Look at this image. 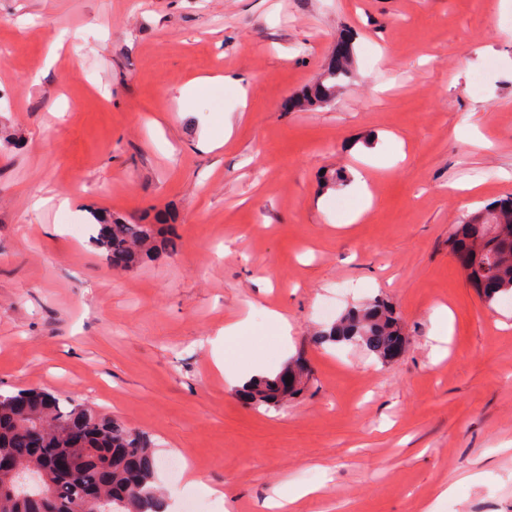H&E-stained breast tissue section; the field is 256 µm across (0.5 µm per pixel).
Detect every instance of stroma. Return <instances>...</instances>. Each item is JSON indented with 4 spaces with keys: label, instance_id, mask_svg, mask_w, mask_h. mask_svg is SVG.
Listing matches in <instances>:
<instances>
[{
    "label": "stroma",
    "instance_id": "stroma-1",
    "mask_svg": "<svg viewBox=\"0 0 512 512\" xmlns=\"http://www.w3.org/2000/svg\"><path fill=\"white\" fill-rule=\"evenodd\" d=\"M341 42L334 100L282 111ZM0 48V393L144 432L172 507L261 512L290 483L321 489L294 512H512V297L484 306L448 247L512 196V0H0ZM383 161L369 196L349 189ZM160 211L177 253L121 271L95 247L96 214ZM377 297L401 357L321 341ZM245 318L218 373L224 325ZM297 357L307 387L279 407L225 378Z\"/></svg>",
    "mask_w": 512,
    "mask_h": 512
}]
</instances>
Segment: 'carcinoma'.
I'll return each mask as SVG.
<instances>
[{
	"instance_id": "carcinoma-1",
	"label": "carcinoma",
	"mask_w": 512,
	"mask_h": 512,
	"mask_svg": "<svg viewBox=\"0 0 512 512\" xmlns=\"http://www.w3.org/2000/svg\"><path fill=\"white\" fill-rule=\"evenodd\" d=\"M347 74L346 64L329 68L326 81L303 94L299 101L307 106L327 103L326 92ZM485 212L501 228L503 236L491 241L485 261L472 270L468 280L477 283L488 277L494 279V287L479 292L484 305L492 308L502 297L512 296V200L492 205ZM97 221L100 229L95 244L116 269H132L146 258L177 249L174 239L162 235L153 224L112 222L102 215L97 216ZM484 228L469 218L453 227L449 244H461ZM399 333L393 310L375 300L346 312L322 336L335 343L361 342L380 357L390 337ZM242 397L255 407H273L279 402L275 380L271 378L253 380ZM65 422L88 428L85 447L67 444L61 430ZM35 429L44 437L45 446L24 447ZM57 451L72 457L75 476H61L48 465L47 458ZM0 455L17 456L25 471L38 478L24 499L0 494V512H165L166 499L157 483L155 451L149 438L94 406L75 404L45 391L0 395ZM84 483L101 484L103 499L84 502Z\"/></svg>"
}]
</instances>
